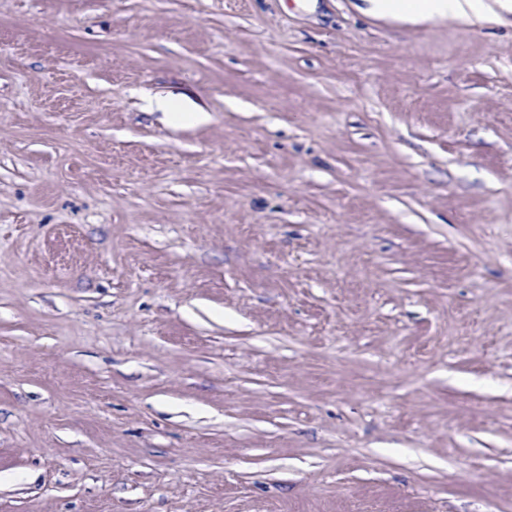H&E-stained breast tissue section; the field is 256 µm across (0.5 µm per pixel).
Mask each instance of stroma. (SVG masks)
Wrapping results in <instances>:
<instances>
[{
    "label": "stroma",
    "mask_w": 512,
    "mask_h": 512,
    "mask_svg": "<svg viewBox=\"0 0 512 512\" xmlns=\"http://www.w3.org/2000/svg\"><path fill=\"white\" fill-rule=\"evenodd\" d=\"M355 4L0 0V512H512V0ZM366 14L377 18H390L414 23L433 22L467 17L475 10L473 0H422L419 5L408 8L406 0H364Z\"/></svg>",
    "instance_id": "obj_1"
}]
</instances>
